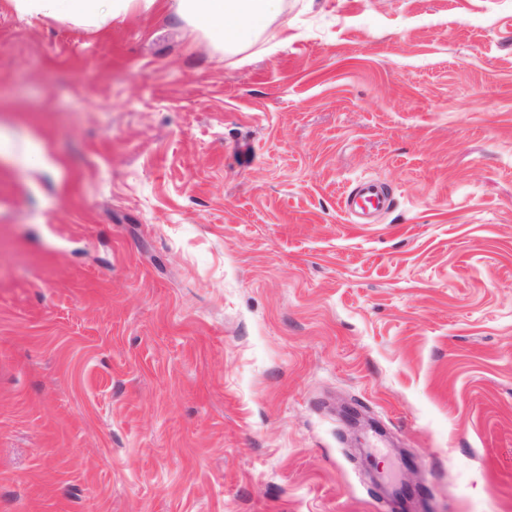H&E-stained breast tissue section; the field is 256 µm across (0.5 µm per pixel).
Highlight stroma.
<instances>
[{"instance_id": "stroma-1", "label": "stroma", "mask_w": 512, "mask_h": 512, "mask_svg": "<svg viewBox=\"0 0 512 512\" xmlns=\"http://www.w3.org/2000/svg\"><path fill=\"white\" fill-rule=\"evenodd\" d=\"M0 130V512H512V0H0ZM21 15L71 22L83 27L112 25L134 0H10ZM177 13L219 51L252 43L279 16L283 0H175ZM390 201V195L385 194L382 187L373 180L364 179L358 182L356 188L345 198V209L350 214L362 211L368 207L374 210L385 209Z\"/></svg>"}]
</instances>
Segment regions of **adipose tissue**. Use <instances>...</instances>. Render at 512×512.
Listing matches in <instances>:
<instances>
[{
  "label": "adipose tissue",
  "mask_w": 512,
  "mask_h": 512,
  "mask_svg": "<svg viewBox=\"0 0 512 512\" xmlns=\"http://www.w3.org/2000/svg\"><path fill=\"white\" fill-rule=\"evenodd\" d=\"M132 0H11L22 15L101 27L120 19ZM282 0H176L177 13L219 51L252 43L279 16Z\"/></svg>",
  "instance_id": "obj_1"
}]
</instances>
